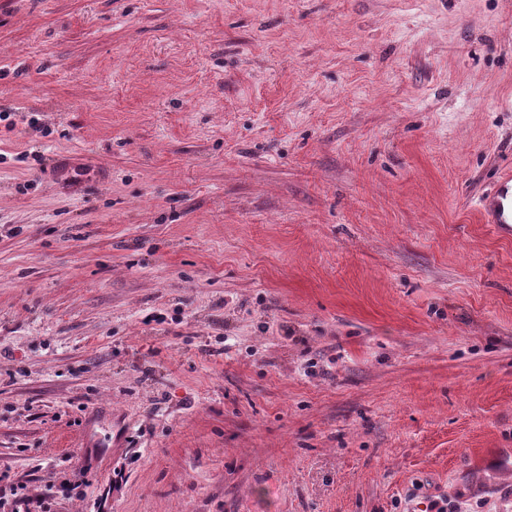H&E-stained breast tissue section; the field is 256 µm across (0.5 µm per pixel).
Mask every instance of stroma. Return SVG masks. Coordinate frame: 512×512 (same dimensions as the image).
I'll return each mask as SVG.
<instances>
[{
	"label": "stroma",
	"mask_w": 512,
	"mask_h": 512,
	"mask_svg": "<svg viewBox=\"0 0 512 512\" xmlns=\"http://www.w3.org/2000/svg\"><path fill=\"white\" fill-rule=\"evenodd\" d=\"M507 161L512 0H0V472L512 512ZM510 184V187H509ZM512 191V173L506 171L497 180L494 189L482 196L478 201V209L482 215L485 224H496L500 232H510L512 224V192L510 210L503 204L508 195V190Z\"/></svg>",
	"instance_id": "1"
}]
</instances>
